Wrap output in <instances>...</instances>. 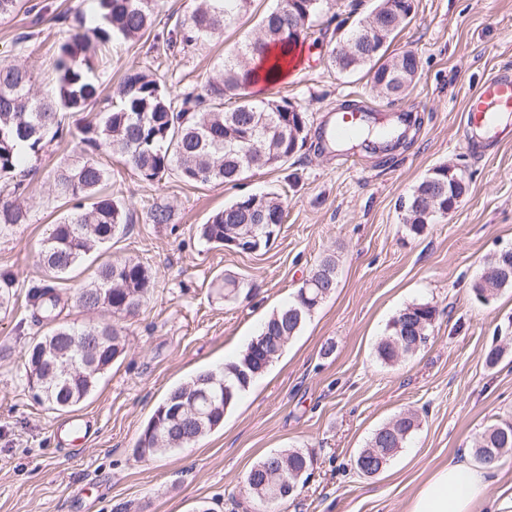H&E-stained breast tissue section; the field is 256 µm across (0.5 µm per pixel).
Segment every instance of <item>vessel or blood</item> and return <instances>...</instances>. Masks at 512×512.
Instances as JSON below:
<instances>
[{"label":"vessel or blood","mask_w":512,"mask_h":512,"mask_svg":"<svg viewBox=\"0 0 512 512\" xmlns=\"http://www.w3.org/2000/svg\"><path fill=\"white\" fill-rule=\"evenodd\" d=\"M464 116L474 135L467 147L471 155L485 157L498 146L512 126V70L502 69L468 96Z\"/></svg>","instance_id":"obj_1"}]
</instances>
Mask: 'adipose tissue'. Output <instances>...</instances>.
<instances>
[{
    "instance_id": "1",
    "label": "adipose tissue",
    "mask_w": 512,
    "mask_h": 512,
    "mask_svg": "<svg viewBox=\"0 0 512 512\" xmlns=\"http://www.w3.org/2000/svg\"><path fill=\"white\" fill-rule=\"evenodd\" d=\"M490 474L468 459L450 460L423 483L408 512H481Z\"/></svg>"
}]
</instances>
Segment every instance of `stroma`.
Returning <instances> with one entry per match:
<instances>
[{
	"instance_id": "1",
	"label": "stroma",
	"mask_w": 512,
	"mask_h": 512,
	"mask_svg": "<svg viewBox=\"0 0 512 512\" xmlns=\"http://www.w3.org/2000/svg\"><path fill=\"white\" fill-rule=\"evenodd\" d=\"M0 20V59L28 69L32 90L46 97L56 84L58 44L74 34L77 13L91 0H22ZM375 0H324L318 43H306L302 65L269 86L308 112L319 129L344 107L420 118L405 144L384 151L321 150L305 145L286 170H254L238 185L187 184L177 175L147 183L120 157L98 154L110 174L105 192L124 200L132 219L109 249H96L66 278L55 281L39 259L52 224L69 205L54 171L84 154L71 137L47 145L27 177V221L0 231V271L16 277L18 293L54 282L65 300L60 322L91 325L115 320L125 349L79 406L57 412L29 390L25 351L40 333L30 308L17 302L0 312V512H262L244 480L268 453L306 448L314 471L282 512H407L431 474L460 453L488 425L512 421V289L487 304L472 285L488 256L512 247V140L486 157L467 149V96L488 76L512 67V0H414L410 21L390 52L414 50L418 76L408 96L387 103L371 76L345 74L330 59L335 21L364 20ZM276 0H253L236 30L171 55L152 37L102 49L99 76L114 91L124 76L151 68L169 91L217 77L224 54L256 33ZM462 172L466 192L448 215L408 235L398 208L441 164ZM279 192L285 218L266 248L251 254L215 247L197 232L210 214L234 199ZM169 207V223H151V208ZM333 256L337 286L288 340L282 354L256 377L225 413L223 424L188 447L138 458L136 443L158 405L199 371L238 356L263 321L292 295L312 269ZM136 258L154 286L142 305L119 318L73 299L104 262ZM256 283L251 294L224 296V277ZM428 301L437 318L425 348L387 366L375 350L397 312ZM334 352L324 355L326 344ZM496 345L497 366L485 357ZM415 414L417 430L385 470L366 477L353 457L395 415ZM86 420L83 439L70 425Z\"/></svg>"
}]
</instances>
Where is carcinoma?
<instances>
[{"instance_id":"obj_1","label":"carcinoma","mask_w":512,"mask_h":512,"mask_svg":"<svg viewBox=\"0 0 512 512\" xmlns=\"http://www.w3.org/2000/svg\"><path fill=\"white\" fill-rule=\"evenodd\" d=\"M323 0H277L261 17L259 33L236 45L224 56V74L200 90L170 93L146 70L128 74L101 123L79 121L75 138L88 155L79 166L54 172V181L70 203L69 212L52 225L41 253L45 267L61 279L84 257L102 248L128 225L125 204L101 192L109 178L94 155L110 152L123 158L144 182L153 183L175 173L188 184H237L253 169H280L304 145L309 118L305 109L286 99L256 100L249 93L251 62L262 59L272 46L288 54L305 39ZM251 0H199L190 14L176 22L167 48L179 51L201 40L224 34L247 13ZM158 0H95L91 19L79 17L83 31L62 42L57 50V81L50 99L32 93V77L24 68L0 60V185L8 198L0 200V228L26 221L27 212L17 197L25 191V167L38 161L48 134H63L65 120L91 109L102 90L97 73L99 47L114 40L139 39L151 31ZM414 0H378L371 23L358 22L341 32L331 51L332 62L345 73L365 67L375 88L387 97L403 95L413 83L420 60L411 49L387 54L398 28L411 19ZM228 96L238 105L224 110ZM466 191L462 175L446 164L435 167L412 191L399 200L403 224L412 236L445 216L439 207ZM281 195H247L224 205L200 225V236L216 246L224 240L241 242L242 252L267 247L283 223ZM336 261L322 259L297 288L288 304L273 311L242 355L219 372H198L192 381L173 389L155 413L165 412L169 422L159 438L149 441L148 455L157 456L186 447L205 437L224 421V414L256 377L280 356L284 346L273 338L296 336L307 319L336 288ZM152 278L139 260L108 261L97 268L93 281L78 289L75 301L86 309L103 308L114 315L138 309L150 293ZM16 296V280L0 271V310H8ZM34 322L46 331L33 337L27 351L28 385L38 383L33 398L50 410H70L84 402L99 378L124 350L117 326L103 322L82 329L57 322L62 298L48 284L34 285L26 293ZM436 306L412 302L388 325V335L377 347V358L392 364L412 355L413 347L392 340L414 337L422 324L436 319ZM204 389L210 401L195 400ZM416 424L397 417L379 427L361 448L354 463L365 476H373L402 447ZM512 451V423L487 426L474 442L475 459L497 466ZM288 465L275 464L268 454L248 471L245 483L261 504L275 505L295 495L289 482L293 473L313 460V453L293 448L285 454Z\"/></svg>"}]
</instances>
